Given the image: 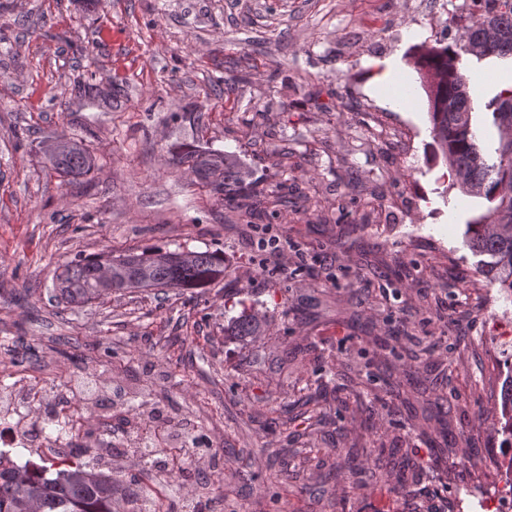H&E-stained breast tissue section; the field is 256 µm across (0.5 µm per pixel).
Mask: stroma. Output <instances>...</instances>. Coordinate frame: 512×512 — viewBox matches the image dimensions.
Returning a JSON list of instances; mask_svg holds the SVG:
<instances>
[{
  "label": "stroma",
  "instance_id": "obj_1",
  "mask_svg": "<svg viewBox=\"0 0 512 512\" xmlns=\"http://www.w3.org/2000/svg\"><path fill=\"white\" fill-rule=\"evenodd\" d=\"M405 3L379 0L375 34L357 0H0V345L30 342L52 382L152 388L164 418L208 430L206 471L246 512H482L512 461L494 429L512 299L465 244L478 199L433 158L409 57L435 35ZM388 65L410 85L396 105ZM62 135L97 161L73 184L42 153ZM176 143L235 154L287 209L224 203ZM270 235L282 258L257 252ZM153 247L221 251L226 275L60 298L75 257ZM246 308L267 336L225 339Z\"/></svg>",
  "mask_w": 512,
  "mask_h": 512
}]
</instances>
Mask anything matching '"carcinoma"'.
<instances>
[{
  "label": "carcinoma",
  "instance_id": "obj_1",
  "mask_svg": "<svg viewBox=\"0 0 512 512\" xmlns=\"http://www.w3.org/2000/svg\"><path fill=\"white\" fill-rule=\"evenodd\" d=\"M481 12L465 16L464 36L484 48L476 55L461 52L460 42L421 45L414 67L428 100L434 156L447 165L453 184L464 194L489 203L466 224L469 249L481 257L479 270L486 281L512 296V121H503L504 98L512 89H497L484 104L488 120L498 131V141L486 147L479 138L476 99L467 76L471 62L512 67V0H478ZM495 22L499 37L487 43L483 24ZM173 161L190 169L198 181L225 202L241 208L268 203L284 205L277 189L251 179L247 168L230 155L193 144L171 149ZM51 165L74 179L94 169L90 152L71 141L68 152L51 155ZM226 265L220 251H162L107 253L79 257L57 275L61 296L70 303H88L113 292L142 288L205 289L224 279ZM266 317L242 312L224 335L239 342L266 335ZM496 431L512 446V373L501 390V419ZM149 489L128 492L115 478L90 464L69 461L50 466L34 478L19 468L3 467L0 458V512H138L129 505L150 503Z\"/></svg>",
  "mask_w": 512,
  "mask_h": 512
}]
</instances>
